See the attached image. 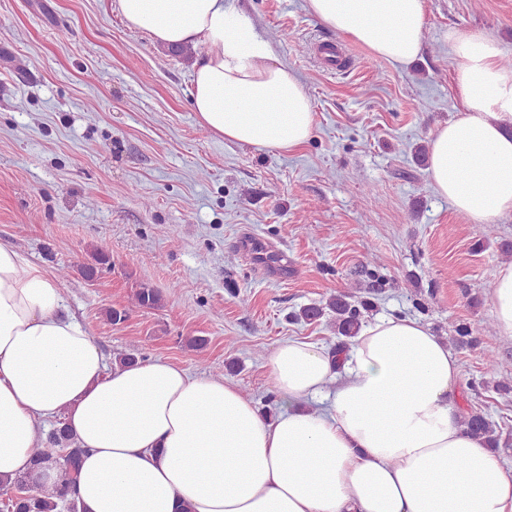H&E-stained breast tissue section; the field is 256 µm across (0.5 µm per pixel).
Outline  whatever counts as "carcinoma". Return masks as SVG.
<instances>
[{
  "label": "carcinoma",
  "instance_id": "carcinoma-1",
  "mask_svg": "<svg viewBox=\"0 0 512 512\" xmlns=\"http://www.w3.org/2000/svg\"><path fill=\"white\" fill-rule=\"evenodd\" d=\"M160 301L159 293L153 288L144 286L134 293L133 304L138 308H156ZM367 308L365 301H355L347 294H336L324 305L301 308L296 318L314 322L328 310L334 314L333 324L337 334L350 339L360 330L362 311ZM491 333L492 328L487 324L476 329L468 324H460L449 340L458 347H467L478 342L479 337H489ZM459 422L469 433L484 438L489 447H499L500 439L495 425L484 411L472 409L460 415ZM87 452L88 449L81 447L64 425L52 429L44 438V447L33 457L32 465L37 470L60 469L59 479L52 483L43 481L35 491L11 497L8 508L11 512H77L74 492L79 465Z\"/></svg>",
  "mask_w": 512,
  "mask_h": 512
}]
</instances>
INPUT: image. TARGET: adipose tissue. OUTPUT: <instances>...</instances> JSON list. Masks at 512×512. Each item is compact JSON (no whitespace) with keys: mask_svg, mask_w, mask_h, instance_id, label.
<instances>
[{"mask_svg":"<svg viewBox=\"0 0 512 512\" xmlns=\"http://www.w3.org/2000/svg\"><path fill=\"white\" fill-rule=\"evenodd\" d=\"M127 26L167 47L204 48L193 73L201 125L259 150L313 130L310 100L251 20L224 0H118ZM375 59L407 65L426 0H307ZM458 115L429 142L435 191L474 224L512 215V69L493 38L452 28ZM512 340V263L490 290ZM54 276L0 245V484L29 474L39 422L64 416L84 457L80 512H512L501 457L460 424V365L411 317L363 326L331 354L303 339L269 360L283 409L263 416L236 386L162 359L107 369L62 315Z\"/></svg>","mask_w":512,"mask_h":512,"instance_id":"obj_1","label":"adipose tissue"}]
</instances>
